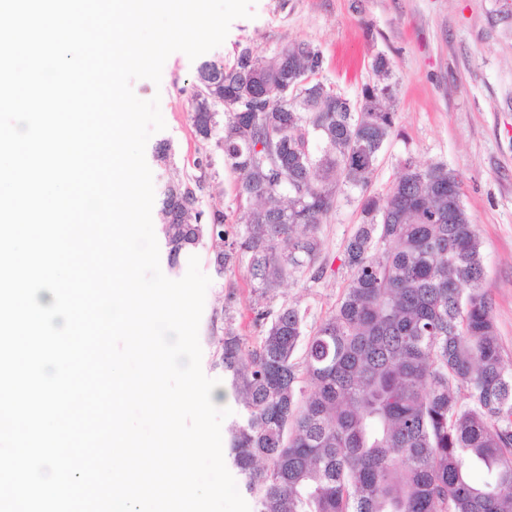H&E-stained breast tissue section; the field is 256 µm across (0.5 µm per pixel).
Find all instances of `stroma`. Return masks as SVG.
I'll return each mask as SVG.
<instances>
[{
    "label": "stroma",
    "mask_w": 512,
    "mask_h": 512,
    "mask_svg": "<svg viewBox=\"0 0 512 512\" xmlns=\"http://www.w3.org/2000/svg\"><path fill=\"white\" fill-rule=\"evenodd\" d=\"M255 12V18L235 20L208 59L230 65L242 47L268 58L284 46L307 42L323 53L321 79L354 99L375 82L372 62L382 55L396 83L398 120L366 191L339 198L316 231L321 277L301 271L265 293L251 280L247 260L220 273L212 240L194 246L211 279L199 327L204 373L231 390L220 362L224 332L234 329L246 347H254L255 311L296 305L310 331L334 312L351 276L344 253L362 221L360 198L385 194L408 159L445 163L458 176L482 244V285L492 301L501 355L505 366H512V0H257ZM197 68L176 52L164 65L161 83L133 84L140 99L161 98L166 128L151 136L145 150L150 157L159 143L171 147V164L151 167L158 192L167 182L196 175L193 162L207 150L191 120ZM212 161L199 197L204 206L223 209L229 220L239 219L235 176L221 153H213Z\"/></svg>",
    "instance_id": "obj_1"
}]
</instances>
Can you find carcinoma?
<instances>
[{"label": "carcinoma", "instance_id": "obj_1", "mask_svg": "<svg viewBox=\"0 0 512 512\" xmlns=\"http://www.w3.org/2000/svg\"><path fill=\"white\" fill-rule=\"evenodd\" d=\"M323 64L308 43L268 59L244 47L229 68L204 62L224 108L202 111L194 90L193 127L224 144L246 211L230 235L223 210L200 207L205 174L183 182L196 223H167L178 203L163 198L171 261L214 231L223 265L247 257L265 291L322 273L314 230L341 187L364 190L397 120L386 57L360 92L363 112L316 78ZM361 214L345 248L351 279L313 334L288 304L257 313L254 349L224 336L220 360L246 412L229 450L256 512H512V368L481 286V242L464 205L448 214V168L406 161Z\"/></svg>", "mask_w": 512, "mask_h": 512}]
</instances>
